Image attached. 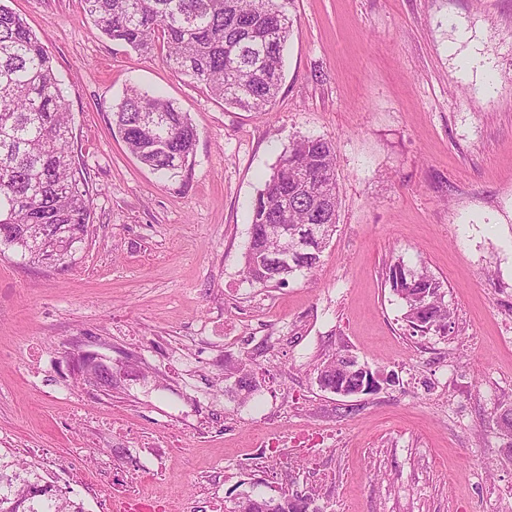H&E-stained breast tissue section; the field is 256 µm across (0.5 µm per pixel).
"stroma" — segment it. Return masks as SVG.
Returning a JSON list of instances; mask_svg holds the SVG:
<instances>
[{
    "label": "stroma",
    "instance_id": "obj_1",
    "mask_svg": "<svg viewBox=\"0 0 512 512\" xmlns=\"http://www.w3.org/2000/svg\"><path fill=\"white\" fill-rule=\"evenodd\" d=\"M6 4L64 83L93 220L57 264L0 248V448L67 470L87 512H114L122 488L153 512L244 492L316 512H512V0H295L268 113L100 36L83 0ZM130 86L189 113L185 179L114 136ZM303 136L336 148V232L314 273L251 286L252 204ZM395 260L442 282L447 334L407 326L384 283ZM339 351L376 392L319 387ZM82 353L114 386L82 384ZM245 353L261 382L247 403L224 380Z\"/></svg>",
    "mask_w": 512,
    "mask_h": 512
}]
</instances>
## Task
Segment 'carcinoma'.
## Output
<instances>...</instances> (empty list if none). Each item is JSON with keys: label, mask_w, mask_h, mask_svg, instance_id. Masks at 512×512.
<instances>
[{"label": "carcinoma", "mask_w": 512, "mask_h": 512, "mask_svg": "<svg viewBox=\"0 0 512 512\" xmlns=\"http://www.w3.org/2000/svg\"><path fill=\"white\" fill-rule=\"evenodd\" d=\"M295 0H84L93 26L135 51L157 50L171 68L204 86L224 105L272 109L283 80V52L293 31ZM112 131L152 172L167 179L191 169L197 129L188 113L154 92L131 86L112 108ZM72 119L62 80L44 43L0 3V244L34 261H62L90 224L92 202L71 149ZM336 149L321 137L293 141L279 157L251 211L243 279L278 287L296 272L313 273L336 232ZM326 226L303 234L301 252L280 256L281 228ZM385 282L405 305L404 320L422 333H448L450 311L433 274L398 260ZM234 389L258 391L249 355L228 369ZM84 381L111 382L100 365ZM318 385L347 396L378 383L371 369L337 352L316 368ZM242 512H309L305 495L279 499L245 492ZM0 512H85L30 464L0 453Z\"/></svg>", "instance_id": "obj_1"}]
</instances>
